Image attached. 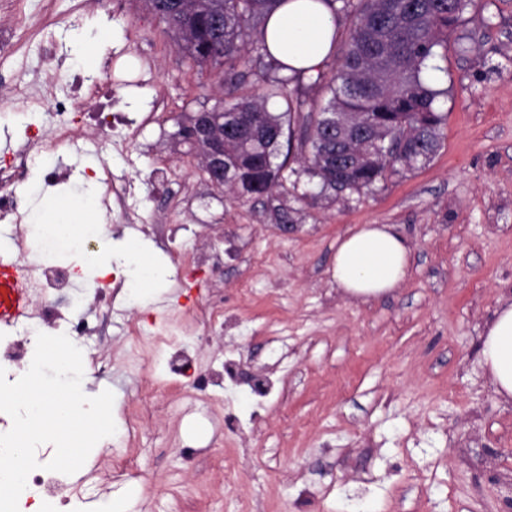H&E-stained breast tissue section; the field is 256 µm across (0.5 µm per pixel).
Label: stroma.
Segmentation results:
<instances>
[{
    "label": "stroma",
    "mask_w": 512,
    "mask_h": 512,
    "mask_svg": "<svg viewBox=\"0 0 512 512\" xmlns=\"http://www.w3.org/2000/svg\"><path fill=\"white\" fill-rule=\"evenodd\" d=\"M0 24L19 26L0 77L20 94H0V160L15 157L26 133H49L54 113L26 92H70L105 62L138 80L142 104L131 128L49 146L48 166L67 168L58 192L92 176L86 160L133 182L141 223L105 220L114 239H140L164 271L159 293L133 299L119 276L104 293L72 282L57 298L67 317L94 321L78 340L84 372L114 394V435L83 467L61 475L56 512H512V402L494 391L479 354L497 306L512 302V0H472L436 57L444 95L442 143L425 166L392 175L335 203L298 195L235 199L204 178L196 149L174 140L198 112L262 94L278 78L248 47L235 73L194 64L167 23L143 0H18ZM163 97L161 119L149 117ZM167 181L155 180L157 169ZM286 209L294 225L282 232ZM362 224H390L410 246L405 282L353 298L332 278L336 242ZM30 264L72 268L60 251L37 250L29 222L0 220V243ZM200 249L209 267L177 268L168 251ZM220 306L222 330L180 318ZM186 331L194 363L170 375L157 353L136 351L128 330ZM233 359L239 383L203 386L202 374ZM261 373L277 392L256 408L244 379ZM149 420L129 437L133 405ZM132 458L133 479L111 481L115 453Z\"/></svg>",
    "instance_id": "1"
}]
</instances>
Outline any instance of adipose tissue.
I'll list each match as a JSON object with an SVG mask.
<instances>
[{"mask_svg":"<svg viewBox=\"0 0 512 512\" xmlns=\"http://www.w3.org/2000/svg\"><path fill=\"white\" fill-rule=\"evenodd\" d=\"M339 32L330 0H284L269 17L265 40L270 53L288 67L309 69L334 50V37ZM54 210V205L41 201L30 220L44 248L68 253L75 259L81 283L95 286L97 278L111 273L117 265L128 276V290L149 293L156 273L148 266L141 246L130 242L117 253L104 246L95 255H88L83 225L53 224ZM409 256L406 240L392 225L364 224L338 240L332 277L349 295L376 297L404 282ZM480 356L497 394L512 400V303L499 306L487 323Z\"/></svg>","mask_w":512,"mask_h":512,"instance_id":"1","label":"adipose tissue"}]
</instances>
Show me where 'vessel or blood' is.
I'll use <instances>...</instances> for the list:
<instances>
[{"instance_id": "obj_1", "label": "vessel or blood", "mask_w": 512, "mask_h": 512, "mask_svg": "<svg viewBox=\"0 0 512 512\" xmlns=\"http://www.w3.org/2000/svg\"><path fill=\"white\" fill-rule=\"evenodd\" d=\"M32 269L9 246L0 245V326H13L30 317Z\"/></svg>"}]
</instances>
